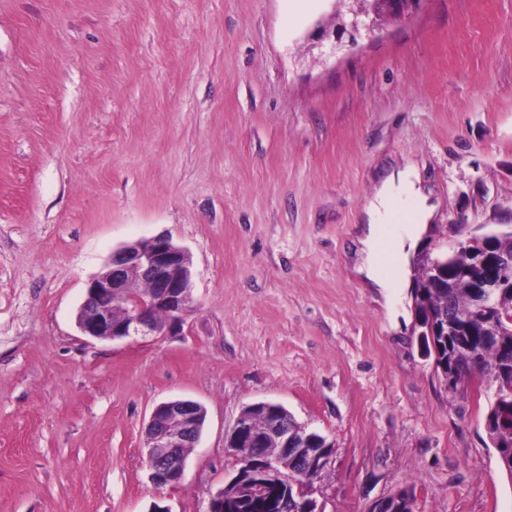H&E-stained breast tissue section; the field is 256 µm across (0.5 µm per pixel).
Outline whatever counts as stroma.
I'll return each instance as SVG.
<instances>
[{"mask_svg": "<svg viewBox=\"0 0 512 512\" xmlns=\"http://www.w3.org/2000/svg\"><path fill=\"white\" fill-rule=\"evenodd\" d=\"M331 0H0V512H206L246 405L334 445L323 512H512L479 378L449 389L404 288L359 281L353 226L415 161L439 201L420 244L512 227V0H423L333 57ZM169 233L192 256L180 322L82 335L116 248ZM398 308L392 321L389 308ZM207 417L155 487L160 402Z\"/></svg>", "mask_w": 512, "mask_h": 512, "instance_id": "35a3bbf8", "label": "stroma"}]
</instances>
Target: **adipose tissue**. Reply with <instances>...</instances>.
<instances>
[{
    "label": "adipose tissue",
    "instance_id": "obj_1",
    "mask_svg": "<svg viewBox=\"0 0 512 512\" xmlns=\"http://www.w3.org/2000/svg\"><path fill=\"white\" fill-rule=\"evenodd\" d=\"M406 194L414 201L409 224L400 228L396 234L397 258L394 280L405 282L409 252L417 248L423 234L433 219L437 205L418 184L416 168L405 164L403 168L390 172L377 188L374 196L364 207L355 226L356 241L359 245L361 260L355 268L356 275L371 287L385 289L389 281L381 279L375 269L379 256L378 224L390 218V205L399 194Z\"/></svg>",
    "mask_w": 512,
    "mask_h": 512
}]
</instances>
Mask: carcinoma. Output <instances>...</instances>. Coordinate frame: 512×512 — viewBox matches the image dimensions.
Returning a JSON list of instances; mask_svg holds the SVG:
<instances>
[{
	"instance_id": "obj_1",
	"label": "carcinoma",
	"mask_w": 512,
	"mask_h": 512,
	"mask_svg": "<svg viewBox=\"0 0 512 512\" xmlns=\"http://www.w3.org/2000/svg\"><path fill=\"white\" fill-rule=\"evenodd\" d=\"M475 236L491 239L496 248L512 251V229L487 230L481 225L473 230ZM416 265V287L426 289L419 315L427 318L441 313L457 318V330L470 337V345L456 342L443 333L435 336L436 366L442 374L454 372V382L464 378L479 377L492 390L485 415V429L497 452L499 468L512 479V432L499 427L498 420L505 414L512 415V396L497 391V381L487 374L501 369L510 362L504 378L512 380V293L501 298L495 296L481 302L468 287L470 280L480 274V269L467 250L450 249L432 257L420 256ZM301 496L296 488H288V499L281 508H269L268 499L253 496L241 489L224 499V512H296Z\"/></svg>"
}]
</instances>
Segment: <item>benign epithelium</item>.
Instances as JSON below:
<instances>
[{"mask_svg":"<svg viewBox=\"0 0 512 512\" xmlns=\"http://www.w3.org/2000/svg\"><path fill=\"white\" fill-rule=\"evenodd\" d=\"M424 0H333L331 15L317 21L307 36L308 47L322 55H334L373 36L384 25L417 10ZM457 247L482 251L483 275L473 281L472 291L487 297L512 275V253H491L484 241L469 238ZM192 301V269L188 251L172 237L161 233L146 242L125 246L113 253L106 271L87 284L86 299L78 313L79 329L96 339L151 336L161 331L157 313L176 320ZM205 411L191 400L175 399L157 405L145 430L144 448L150 479L156 486L175 485L183 477V451L198 441ZM307 441L310 434L281 405L253 403L244 408L226 437L225 447L234 451L239 470L254 459L264 462L255 476L254 489L265 495L272 488L288 487V469L276 457L258 455L275 442L287 452L296 437ZM333 456L306 454L299 467L324 472Z\"/></svg>","mask_w":512,"mask_h":512,"instance_id":"1","label":"benign epithelium"}]
</instances>
